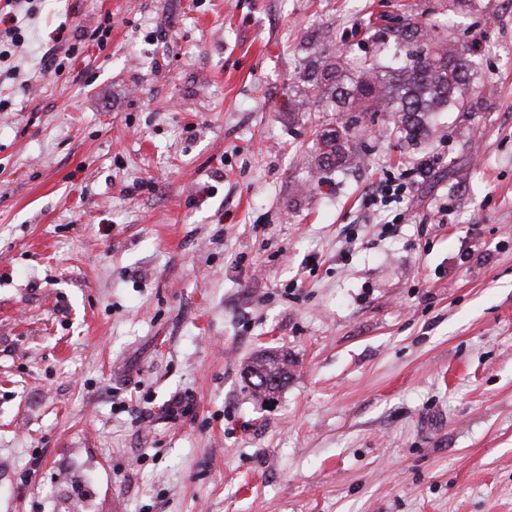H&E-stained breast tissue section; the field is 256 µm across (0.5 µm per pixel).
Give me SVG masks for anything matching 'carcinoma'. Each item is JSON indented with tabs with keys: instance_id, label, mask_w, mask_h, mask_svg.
Segmentation results:
<instances>
[{
	"instance_id": "obj_1",
	"label": "carcinoma",
	"mask_w": 512,
	"mask_h": 512,
	"mask_svg": "<svg viewBox=\"0 0 512 512\" xmlns=\"http://www.w3.org/2000/svg\"><path fill=\"white\" fill-rule=\"evenodd\" d=\"M421 27L408 24L388 48L390 64H355L326 52L321 38H312L306 47L304 69L289 95L290 111L300 112L315 105L322 112L342 107L358 112L385 110L398 114L399 132L408 141L423 131V116L437 112L448 102L464 100L466 71L464 49L438 35L419 36ZM353 143L346 127L323 132L319 138L320 165L342 166ZM271 381L288 380V359L266 356L246 369Z\"/></svg>"
}]
</instances>
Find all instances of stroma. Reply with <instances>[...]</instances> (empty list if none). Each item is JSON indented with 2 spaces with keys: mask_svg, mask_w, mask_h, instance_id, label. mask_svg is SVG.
<instances>
[{
  "mask_svg": "<svg viewBox=\"0 0 512 512\" xmlns=\"http://www.w3.org/2000/svg\"><path fill=\"white\" fill-rule=\"evenodd\" d=\"M435 18L475 68L415 142L389 112L289 111L306 37L373 61ZM18 23L0 512H512V0H39ZM336 125L360 156L319 168ZM390 173L389 233L362 198ZM264 352L288 357L267 401ZM256 372L258 375L269 379L271 382L280 380L279 385L263 387L258 381L252 382L248 380L249 386L253 392L259 396H271L288 380V358H280L277 356H266L256 359L246 369L247 373ZM260 390V392H258Z\"/></svg>",
  "mask_w": 512,
  "mask_h": 512,
  "instance_id": "stroma-1",
  "label": "stroma"
}]
</instances>
